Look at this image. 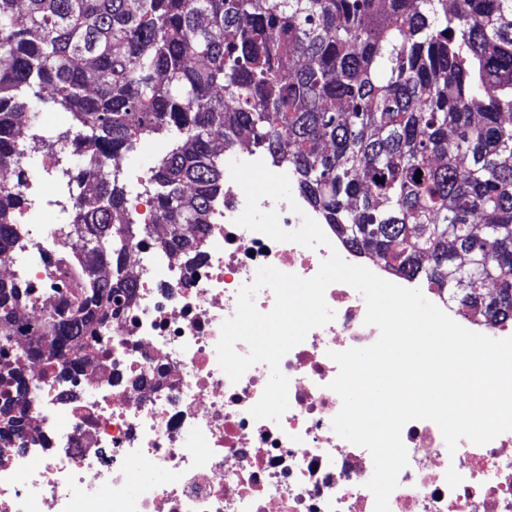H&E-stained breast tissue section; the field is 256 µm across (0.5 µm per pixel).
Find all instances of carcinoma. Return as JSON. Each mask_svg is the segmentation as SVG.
I'll use <instances>...</instances> for the list:
<instances>
[{
    "mask_svg": "<svg viewBox=\"0 0 512 512\" xmlns=\"http://www.w3.org/2000/svg\"><path fill=\"white\" fill-rule=\"evenodd\" d=\"M46 90L94 190L57 184L84 246L41 358L94 345L128 287L121 175L144 135L163 140L148 185L178 246L224 195V150L248 140L356 253L486 325L512 320V0H0V255L26 203L16 129ZM22 300L0 282V344ZM2 383L28 403L24 371ZM14 404H0L1 441L26 430Z\"/></svg>",
    "mask_w": 512,
    "mask_h": 512,
    "instance_id": "cac0c4a2",
    "label": "carcinoma"
}]
</instances>
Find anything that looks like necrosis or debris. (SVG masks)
<instances>
[{
  "label": "necrosis or debris",
  "mask_w": 512,
  "mask_h": 512,
  "mask_svg": "<svg viewBox=\"0 0 512 512\" xmlns=\"http://www.w3.org/2000/svg\"><path fill=\"white\" fill-rule=\"evenodd\" d=\"M78 151L66 141L33 165L18 144L20 191L53 196L52 173ZM244 207L243 191L225 181L201 244L185 251L159 239L151 198L128 201L133 243L126 273L135 286L94 347L69 344L61 365L35 358L31 336L43 312L67 295L64 259L77 234L35 204L22 210L19 240L10 257L0 258V278L21 284L25 301L14 341L0 349V366H25L38 398L26 406L25 437L16 450L0 453V512H374L365 487L371 455L334 432L342 401L329 388L338 374L329 351L366 347L379 337L364 323L363 297L343 283L328 287L334 320L311 330L280 363L290 404L280 422L249 413L269 367L254 365L234 383L216 352L221 324L234 315L237 293L257 267L273 264L308 278L330 250L352 264L359 257L328 224L329 249L238 227ZM396 283L422 288L471 331L512 337L511 323L489 327L464 317L421 280L400 276ZM401 437L409 464L398 475L390 512H512V431L484 445L463 439L452 451L430 421L408 422ZM139 469L163 470L172 479L134 493Z\"/></svg>",
  "instance_id": "4bbe7bcc"
}]
</instances>
